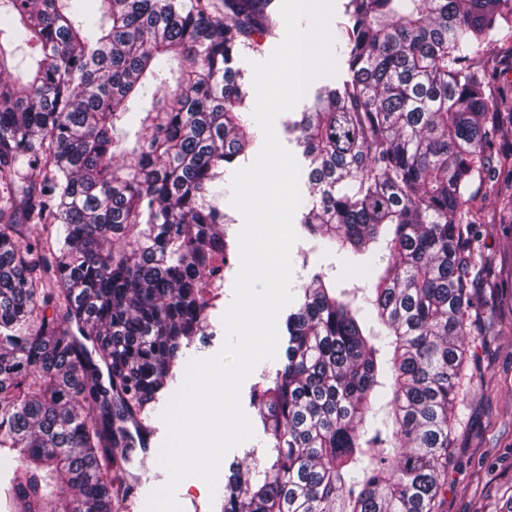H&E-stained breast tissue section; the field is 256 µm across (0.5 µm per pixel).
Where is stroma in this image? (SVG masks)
I'll return each mask as SVG.
<instances>
[{
	"mask_svg": "<svg viewBox=\"0 0 512 512\" xmlns=\"http://www.w3.org/2000/svg\"><path fill=\"white\" fill-rule=\"evenodd\" d=\"M481 234L484 263L474 288L479 302L475 317L483 333L474 339L471 381L457 411L458 433L443 512H502L512 501V226L485 224ZM238 268V255H231L205 336L186 349L187 358L207 357L220 348L221 317L232 299ZM178 388V383H171L155 404L145 430L139 431L140 443L126 466L127 483L144 481L154 489L166 481L167 474L158 463L165 438L162 413Z\"/></svg>",
	"mask_w": 512,
	"mask_h": 512,
	"instance_id": "35a3bbf8",
	"label": "stroma"
}]
</instances>
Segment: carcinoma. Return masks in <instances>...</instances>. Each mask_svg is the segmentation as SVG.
<instances>
[{
	"label": "carcinoma",
	"mask_w": 512,
	"mask_h": 512,
	"mask_svg": "<svg viewBox=\"0 0 512 512\" xmlns=\"http://www.w3.org/2000/svg\"><path fill=\"white\" fill-rule=\"evenodd\" d=\"M2 7L5 512H121L130 424L184 370L223 284L217 180L255 138L233 63L276 47L273 0ZM346 17L347 75L288 131L308 161L300 224L373 298L353 305L323 271L292 286L284 359L254 386L263 461L229 467L222 512H443L465 338L481 335L473 187L512 222V90L489 64L512 0H349ZM16 43L38 53L21 81Z\"/></svg>",
	"instance_id": "cac0c4a2"
}]
</instances>
